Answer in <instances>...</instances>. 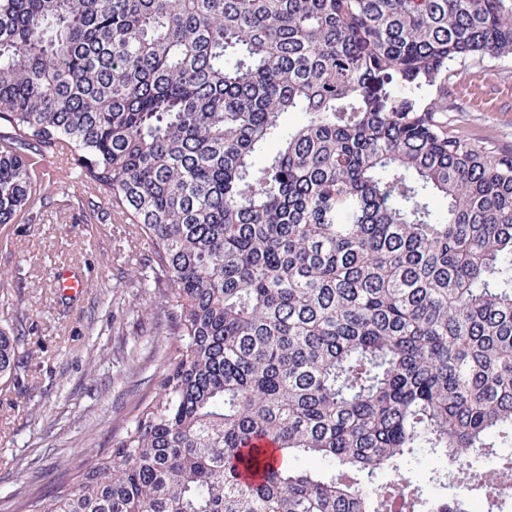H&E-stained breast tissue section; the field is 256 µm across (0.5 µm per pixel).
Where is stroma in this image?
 <instances>
[{
    "label": "stroma",
    "mask_w": 512,
    "mask_h": 512,
    "mask_svg": "<svg viewBox=\"0 0 512 512\" xmlns=\"http://www.w3.org/2000/svg\"><path fill=\"white\" fill-rule=\"evenodd\" d=\"M448 115L470 138L512 148V57H476L451 65ZM57 156L37 165L44 194L28 219L0 224V267L15 277L0 287L29 341L20 381L0 384V512L20 498L39 500L83 459L111 447L133 402L154 388L156 351L173 346L141 316L151 295L128 273L131 252H147L99 200L89 212L80 183L60 189ZM85 281L73 296L54 286L59 270ZM140 363L129 374L128 352ZM429 500L466 498L472 512H512V498L489 508L478 487L448 474L443 456L427 454L405 467ZM438 482H431V475Z\"/></svg>",
    "instance_id": "stroma-1"
}]
</instances>
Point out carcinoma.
Here are the masks:
<instances>
[{"mask_svg":"<svg viewBox=\"0 0 512 512\" xmlns=\"http://www.w3.org/2000/svg\"><path fill=\"white\" fill-rule=\"evenodd\" d=\"M486 54L512 0H0V224L65 153L175 340L39 512H470L421 453L512 498V460L471 463L512 443V151L448 123ZM24 346L0 323V380ZM512 459V444L500 445L499 448H493L490 455H480L473 459L474 469L488 471L498 468L502 463ZM451 466H453L452 461H446L442 455L427 454L405 467L404 472L423 485L425 495L430 501L446 498L451 500L460 496L469 501L473 512H486L489 506L478 487L473 486L472 483L471 485L462 484L456 480V477L448 478V467L451 468ZM434 473L443 477L441 482H428V477Z\"/></svg>","mask_w":512,"mask_h":512,"instance_id":"1","label":"carcinoma"}]
</instances>
